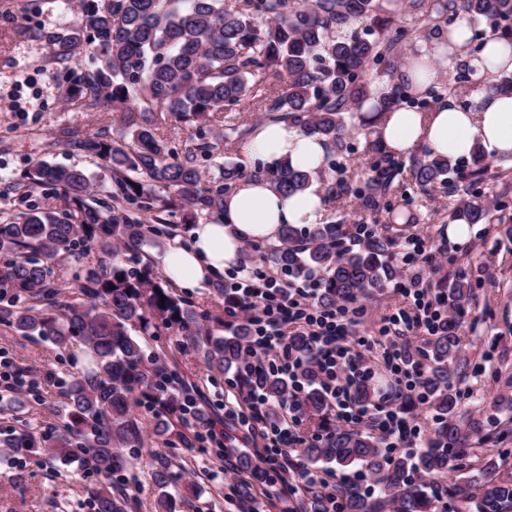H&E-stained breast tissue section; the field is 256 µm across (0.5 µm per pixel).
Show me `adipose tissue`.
Wrapping results in <instances>:
<instances>
[{
  "mask_svg": "<svg viewBox=\"0 0 512 512\" xmlns=\"http://www.w3.org/2000/svg\"><path fill=\"white\" fill-rule=\"evenodd\" d=\"M467 21L452 33H440L416 44L409 64L397 81L416 92L427 91L436 78V64H463L473 81L474 109L462 110L447 101L428 112L399 108L375 118L372 136L392 153L422 147L454 158L468 155L475 143L502 158H512V94H486V86L504 72H512V39L488 36L483 51L469 55ZM245 155L272 163L289 159L301 170L324 165L326 150L319 138L300 133L283 122L259 126L244 145ZM318 188L291 195L279 193L260 178H247L224 202L223 218L196 225L189 241H174L162 259V272L182 288L201 287L235 264L242 242L277 241L283 225L314 224L322 215Z\"/></svg>",
  "mask_w": 512,
  "mask_h": 512,
  "instance_id": "adipose-tissue-1",
  "label": "adipose tissue"
}]
</instances>
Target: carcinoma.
I'll return each mask as SVG.
<instances>
[{
    "instance_id": "obj_1",
    "label": "carcinoma",
    "mask_w": 512,
    "mask_h": 512,
    "mask_svg": "<svg viewBox=\"0 0 512 512\" xmlns=\"http://www.w3.org/2000/svg\"><path fill=\"white\" fill-rule=\"evenodd\" d=\"M83 2L82 24L69 39L75 49L95 45L97 62L82 71L71 93L93 110L109 108L121 117L112 136L106 130H62L61 142L73 153L101 161L111 180L96 195L95 186L78 168L39 165L28 183L15 187L31 195L41 189L66 200L61 212L35 207L21 222L0 224V254L12 258L0 265V324L24 338L49 340L62 352L77 349L88 367L59 379L65 420L61 428L37 433L16 429L0 439V447L19 459L33 455L69 464L88 460L99 476L90 492L93 512H137V499L118 475L128 470L127 448H139L146 429L166 445V436L183 426L180 391L164 358L149 352L148 338L164 327L179 332L188 344L204 350L210 369L223 373L239 365L250 338L246 323L221 333L224 321L173 294L151 264L130 268L123 256L142 246L162 249L172 237V203L156 189H170L191 210L219 216L224 200L245 178L241 166L221 160L220 147L200 143L177 155L161 126H207L227 122L243 137L249 132L237 124L238 108L251 99L272 122H286L305 135L322 138L326 163L317 171H303L288 160L271 165L256 162L270 185L296 193L321 183L324 198L348 196L358 206L391 214V220L415 221L404 204L389 200L403 162L377 141H366L370 169L366 185L342 176L336 157L348 149L353 128L370 137L375 112H391L405 105L429 110L443 98L472 102L469 73L458 66L445 72L415 102L408 86L388 84L383 91L373 83L396 71L399 50L416 36H426L466 19L472 27L470 53H479L487 33L512 37V0H408L402 15H392L384 0H109L106 10L94 0ZM214 160L218 179L202 182L198 156ZM409 173L425 189L441 188L455 197L452 223L485 224L493 215L512 238V214L506 205L491 206L481 183L499 179L508 184L512 170L491 172L487 154L475 144L467 157L452 158L422 150L410 157ZM342 224H285L279 245L263 261L291 276H321L320 303L325 308L346 299L357 301L393 284L397 235L389 225L368 231L357 244L346 243ZM97 247L101 257L89 253ZM68 261L77 267L78 292L65 299L69 283L53 264ZM480 287L460 270L448 277L446 295L452 304L470 302ZM460 317L448 323L423 346L430 367L420 381L421 391L438 416L428 446L417 454L386 456L380 437L367 428L338 429L319 441L311 439L297 449L310 464L323 462L340 468L361 466L379 488L372 499L358 485L339 490L342 512H432L435 491L409 479L423 473L437 478L448 472L452 457L468 454L463 435L480 423L455 420L460 395L455 382L465 375L467 362L459 349ZM294 351L314 354L309 337H291ZM265 391L278 403L286 398L279 375L265 376ZM376 385L369 381L354 394L355 404H375ZM308 417L327 421L328 405L312 389L302 396ZM245 474L237 486L243 502L258 484L273 485V477L256 469L242 455ZM490 460L477 473L469 472L448 485L452 512H512V478L496 472ZM159 491L158 512H173L168 492L174 484L172 463L158 461L151 471ZM301 512H326L323 495L314 490L301 501Z\"/></svg>"
}]
</instances>
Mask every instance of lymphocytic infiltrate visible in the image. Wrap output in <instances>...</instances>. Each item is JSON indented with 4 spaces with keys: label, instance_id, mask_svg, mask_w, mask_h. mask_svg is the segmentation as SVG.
I'll return each mask as SVG.
<instances>
[{
    "label": "lymphocytic infiltrate",
    "instance_id": "f902f5d3",
    "mask_svg": "<svg viewBox=\"0 0 512 512\" xmlns=\"http://www.w3.org/2000/svg\"><path fill=\"white\" fill-rule=\"evenodd\" d=\"M424 258L440 267L454 261L445 246L438 247L434 254H425L422 239L417 235L399 244L397 260L401 271L394 289L410 298L412 306L385 319L379 333L393 336L394 341L382 348L375 339L355 334L360 309L346 302L331 309L321 307L318 276L285 280L277 273L254 269L229 283L231 299L224 312L229 318L248 321L252 338L242 351L237 369L236 401L225 404V414L243 439L261 441L262 446L256 451L257 466L263 470L276 465L282 494L292 496L298 489L314 488L332 503L337 487L342 484L334 473L302 467L291 454L308 438L301 427L304 361L289 344L294 334L302 333L313 340L311 381L328 396L339 424L371 427L392 450L412 446L418 438L414 419L400 416L395 410L393 392L381 395L371 411L355 406L352 395L359 385L374 377L375 366L380 363L394 385L404 386L412 392L414 400H421L415 380L426 369L423 362L413 358L409 338L435 335L448 320L446 296L431 294L423 286L420 261ZM270 368L288 380V397L282 404L284 413L272 426L264 419L270 400L259 383Z\"/></svg>",
    "mask_w": 512,
    "mask_h": 512
}]
</instances>
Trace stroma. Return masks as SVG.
Masks as SVG:
<instances>
[{"label": "stroma", "mask_w": 512, "mask_h": 512, "mask_svg": "<svg viewBox=\"0 0 512 512\" xmlns=\"http://www.w3.org/2000/svg\"><path fill=\"white\" fill-rule=\"evenodd\" d=\"M81 15L80 0H0V211L15 215L34 206L62 207L61 199L44 191L24 199L13 189L43 161L85 169L99 186L110 182L109 171L99 161L72 154L57 141L64 127L113 130L118 126L117 113L85 109L69 93L75 74L92 62L91 46L74 50L65 63L52 61L61 38L76 27ZM223 133L220 124L167 131L176 153H184L203 138L218 143L225 159L239 163L245 174H255L253 160L242 151L244 139L228 140ZM407 193L418 217L409 233L420 235L426 249L442 244L453 248L459 267L491 273L459 326L460 348L472 369L457 389L463 410L481 416L487 429L511 428L512 412L496 409L494 403L500 395H512V240L490 224L472 225L462 240L450 237L448 198L442 190L422 191L411 185ZM402 302L390 287L361 299L365 313L354 327L356 334L377 335L384 317ZM151 346L167 355L199 409L223 430L226 439H233L237 431L224 418L227 375L210 371L203 355L172 331L161 330ZM9 358L29 367L33 379L39 381L85 366L83 356L60 354L51 342L18 336L0 324V360ZM62 402L57 391L42 395L37 403L22 393H4L0 396V438L15 428L27 426L40 432L48 424H61ZM155 447L154 437H147L126 473L128 481L138 487V512H155L158 492L147 464V452ZM161 450L174 465L172 493L177 512H238L235 498L224 486L225 461L216 447H200L189 454L174 438ZM20 470L26 474L22 484L15 480ZM95 479L92 471L80 470L75 463L64 466L41 457L1 460L0 512H91L86 487Z\"/></svg>", "instance_id": "35a3bbf8"}]
</instances>
